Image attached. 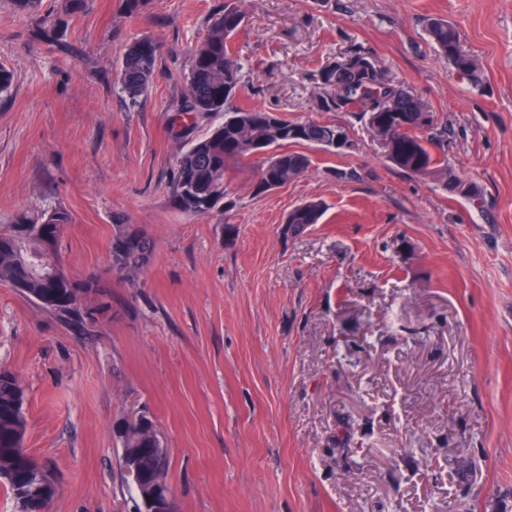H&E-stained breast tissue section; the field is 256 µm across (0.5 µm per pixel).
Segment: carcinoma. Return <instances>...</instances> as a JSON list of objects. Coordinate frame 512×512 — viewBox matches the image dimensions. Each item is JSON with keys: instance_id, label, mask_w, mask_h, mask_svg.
Segmentation results:
<instances>
[{"instance_id": "cac0c4a2", "label": "carcinoma", "mask_w": 512, "mask_h": 512, "mask_svg": "<svg viewBox=\"0 0 512 512\" xmlns=\"http://www.w3.org/2000/svg\"><path fill=\"white\" fill-rule=\"evenodd\" d=\"M86 0H64L62 14L43 21L33 30L36 39L66 49L61 30L66 17L81 12ZM245 25L239 0H224L210 20L208 33L192 54L186 76L187 96L178 113L177 127L190 126L200 115L224 113V121L212 132L193 140L176 156L172 193L175 207L183 214L201 218L224 205L226 174L256 156L255 149L268 150L288 143L328 146L340 125L315 121H289L272 112L235 104L240 94L241 63L233 40ZM427 31L438 52L456 71L476 87L482 83L481 66L462 45L460 31L449 21L429 20ZM148 38L133 40L125 49L119 73L122 90L135 100L149 89L155 75L157 50ZM347 64L323 65L311 74L322 112H359L385 148L386 158L411 176L431 178L448 191L466 193L479 204L477 187L456 175L448 162L438 158L430 145L446 135L447 126L438 122L424 102L412 91L391 80L374 57L361 48L343 55ZM311 165L309 155L299 151L276 152L264 161L253 192L263 194L300 178ZM321 203L311 201L295 207L286 220L288 235L296 236L310 224L319 223ZM70 214L61 207L32 216L23 211L13 223L0 228V283L26 284L21 295L51 314L71 335L91 334V323L112 314V285L96 274L73 278L64 271L58 242ZM154 239L143 229L117 220L112 238V267L118 278L142 272L152 261ZM24 388L17 375L0 369V470L4 483L19 501L22 512L50 509L54 489L43 467L34 459H23L26 431L23 411ZM153 422L122 425L118 439L122 452L134 458L144 478L167 476L169 456L151 451Z\"/></svg>"}]
</instances>
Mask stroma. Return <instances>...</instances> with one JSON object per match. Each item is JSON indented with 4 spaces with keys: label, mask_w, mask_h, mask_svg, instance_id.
I'll return each instance as SVG.
<instances>
[{
    "label": "stroma",
    "mask_w": 512,
    "mask_h": 512,
    "mask_svg": "<svg viewBox=\"0 0 512 512\" xmlns=\"http://www.w3.org/2000/svg\"><path fill=\"white\" fill-rule=\"evenodd\" d=\"M224 0H89L66 50L0 0V225L62 207L75 275L112 283V315L73 336L0 284V366L25 389L23 446L55 473L51 512H137L115 432L143 414L169 450L178 512H512V0H242L241 102L349 129L343 154L257 195L233 169L202 218L172 202L171 130L192 50ZM454 23L473 88L433 46ZM158 46L148 93L119 82L129 42ZM360 45L448 127L432 151L484 210L393 166L364 120L322 112L313 70ZM320 223L289 237L294 207ZM155 240L115 280L117 219ZM322 215L323 207L319 202L311 201L295 207L286 220L288 235L296 236L309 224L319 223Z\"/></svg>",
    "instance_id": "stroma-1"
}]
</instances>
